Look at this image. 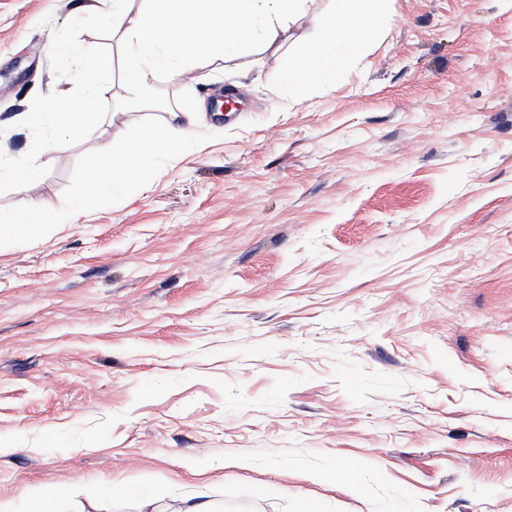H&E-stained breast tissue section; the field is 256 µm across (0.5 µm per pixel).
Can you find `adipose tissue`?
Here are the masks:
<instances>
[{"mask_svg": "<svg viewBox=\"0 0 512 512\" xmlns=\"http://www.w3.org/2000/svg\"><path fill=\"white\" fill-rule=\"evenodd\" d=\"M307 0H142L131 9L127 0L112 2V30L119 33L123 47L124 89L129 101L142 100L149 92L158 69L174 80L188 81L189 61L223 54L230 25L239 34L261 30L264 42H273L290 23L306 11ZM385 16V0H336L332 13L320 22L313 39L302 51L295 73L283 76V83L316 81L325 71L323 60L344 63L357 55L365 35ZM97 108L95 87L83 90L77 111L62 106L52 109L44 148H51L58 134H83V115ZM194 137L192 129L169 121L147 126L115 148L111 137H100L97 163L89 174L103 192H111L117 181L131 173H144L145 164L159 154L176 155Z\"/></svg>", "mask_w": 512, "mask_h": 512, "instance_id": "adipose-tissue-1", "label": "adipose tissue"}]
</instances>
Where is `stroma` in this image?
Listing matches in <instances>:
<instances>
[{"label":"stroma","mask_w":512,"mask_h":512,"mask_svg":"<svg viewBox=\"0 0 512 512\" xmlns=\"http://www.w3.org/2000/svg\"><path fill=\"white\" fill-rule=\"evenodd\" d=\"M110 7L0 0V154L37 163L0 173V222L49 227L0 236V504L512 512V0H388L352 64L289 89L310 0L134 107ZM92 79L84 139L42 152L37 114ZM175 113L185 154L55 223L100 133ZM142 508L141 512H221L223 506L198 496H188L160 501L146 500Z\"/></svg>","instance_id":"stroma-1"}]
</instances>
